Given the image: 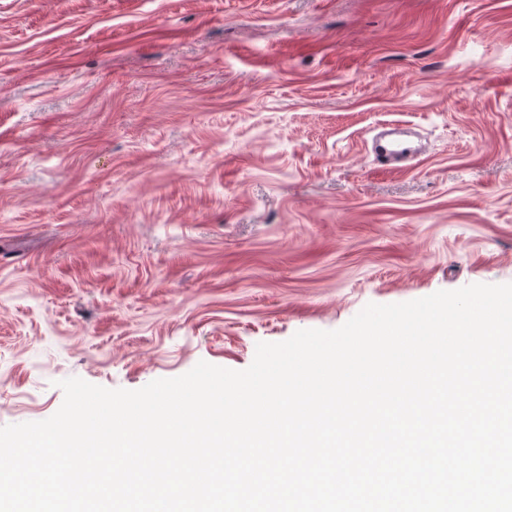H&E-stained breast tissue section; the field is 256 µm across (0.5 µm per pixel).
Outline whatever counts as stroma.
<instances>
[{"instance_id": "1", "label": "stroma", "mask_w": 512, "mask_h": 512, "mask_svg": "<svg viewBox=\"0 0 512 512\" xmlns=\"http://www.w3.org/2000/svg\"><path fill=\"white\" fill-rule=\"evenodd\" d=\"M474 283H512V0H0V426ZM377 139V158L381 163L380 170H395L399 167L392 166L395 163H405L413 161L418 154L415 148L407 141L394 140L388 142L386 145H378L379 138Z\"/></svg>"}]
</instances>
